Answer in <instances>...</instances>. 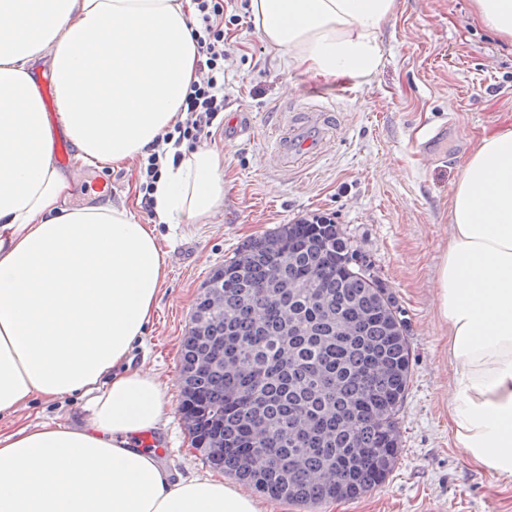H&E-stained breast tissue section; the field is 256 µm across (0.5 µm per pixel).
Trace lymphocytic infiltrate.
<instances>
[{"label": "lymphocytic infiltrate", "mask_w": 512, "mask_h": 512, "mask_svg": "<svg viewBox=\"0 0 512 512\" xmlns=\"http://www.w3.org/2000/svg\"><path fill=\"white\" fill-rule=\"evenodd\" d=\"M195 69L199 75L180 106V117L140 162L141 204L151 210L153 184L167 160L169 144L195 148L224 123V0H194Z\"/></svg>", "instance_id": "f902f5d3"}]
</instances>
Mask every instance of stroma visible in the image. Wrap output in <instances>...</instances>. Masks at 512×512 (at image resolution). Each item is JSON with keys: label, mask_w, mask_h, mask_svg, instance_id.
<instances>
[{"label": "stroma", "mask_w": 512, "mask_h": 512, "mask_svg": "<svg viewBox=\"0 0 512 512\" xmlns=\"http://www.w3.org/2000/svg\"><path fill=\"white\" fill-rule=\"evenodd\" d=\"M225 23L224 112L249 114L248 137L216 132L224 155V200L195 224L157 227L165 253L155 315L131 369L165 387L166 413L153 438L161 460L187 476L211 467L193 447L178 409L179 352L195 300L211 272L246 239L309 214L341 224L396 296L412 352L401 412L402 446L386 481L314 512H512V483L474 464L448 432V326L438 317L437 278L452 225L448 201L473 144L512 128V43L472 12L471 0H396L378 33L379 69L363 80L323 78L289 68L258 31L249 0H234ZM333 89L339 123L319 157L283 172L270 156L276 133L313 109L306 94ZM139 163L85 168L70 202L107 191L145 219ZM86 400H37L0 417V431L42 420L85 418Z\"/></svg>", "instance_id": "35a3bbf8"}]
</instances>
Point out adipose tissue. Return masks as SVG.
I'll use <instances>...</instances> for the list:
<instances>
[{
  "label": "adipose tissue",
  "mask_w": 512,
  "mask_h": 512,
  "mask_svg": "<svg viewBox=\"0 0 512 512\" xmlns=\"http://www.w3.org/2000/svg\"><path fill=\"white\" fill-rule=\"evenodd\" d=\"M396 0H250L294 69L363 79ZM191 0H0V415L35 398L94 394L82 422L0 433V512H260L222 480L173 474L137 447L165 393L130 370L160 295L158 224H193L224 198V158L201 147L163 165L153 221L123 203L67 204L55 163L118 166L171 129L196 79ZM48 61L56 114L44 110ZM438 277L454 370L449 429L512 481V128L481 138L452 194Z\"/></svg>",
  "instance_id": "adipose-tissue-1"
}]
</instances>
